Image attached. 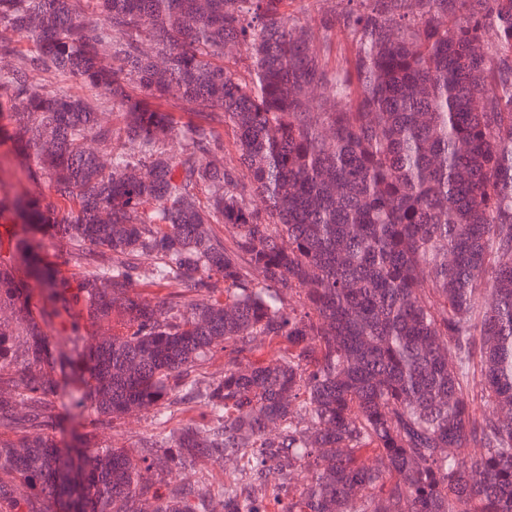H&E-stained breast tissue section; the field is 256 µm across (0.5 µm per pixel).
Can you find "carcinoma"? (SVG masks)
Instances as JSON below:
<instances>
[{
  "mask_svg": "<svg viewBox=\"0 0 512 512\" xmlns=\"http://www.w3.org/2000/svg\"><path fill=\"white\" fill-rule=\"evenodd\" d=\"M344 2L0 0V512H512V0ZM339 0H323L317 3H314L313 7H307V3H300L298 1L293 2L288 6V12L292 15L294 20L299 25H307L310 28V34L312 38L318 40L320 33L318 30V26L314 21V18L317 15V11L322 9H335L338 7ZM305 8V10H304ZM307 9V10H306ZM12 149L13 147L9 140L0 139V159L2 161L0 178L15 184L18 189H24L28 196H37L35 193L43 189L45 192V186L42 182L26 180L20 170L15 167L12 161ZM152 415L138 414L118 420L112 431L99 433L97 442L112 448H136L150 429Z\"/></svg>",
  "mask_w": 512,
  "mask_h": 512,
  "instance_id": "cac0c4a2",
  "label": "carcinoma"
}]
</instances>
